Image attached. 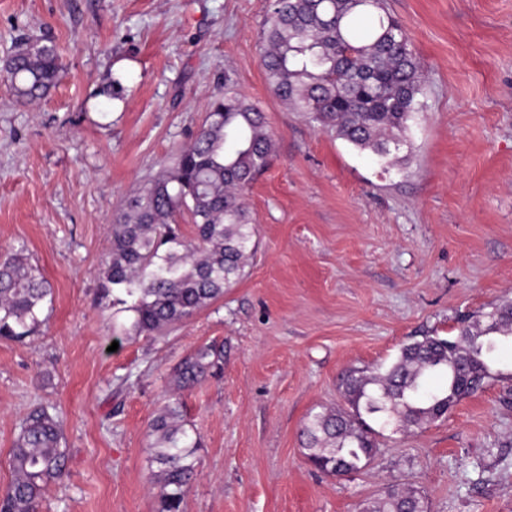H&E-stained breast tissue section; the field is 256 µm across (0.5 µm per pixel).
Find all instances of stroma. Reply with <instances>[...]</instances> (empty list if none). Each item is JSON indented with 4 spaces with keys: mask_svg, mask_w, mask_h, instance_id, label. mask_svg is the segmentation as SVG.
I'll return each instance as SVG.
<instances>
[{
    "mask_svg": "<svg viewBox=\"0 0 512 512\" xmlns=\"http://www.w3.org/2000/svg\"><path fill=\"white\" fill-rule=\"evenodd\" d=\"M386 2L423 63L413 154L390 171L271 92L270 0H0V66L25 36L64 66L36 103L0 81V253L25 250L53 290L35 335L0 339V487L21 420L49 404L65 414L66 474L39 512H158L148 424L173 368L217 341L221 379L182 394L201 441L183 512H362L390 487L429 512H512L498 382L414 435L383 429L353 473H322L301 444L309 413L344 407L346 370L512 301V0ZM228 72L276 145L245 194L258 247L222 298L162 338H123L99 281L110 227L197 134Z\"/></svg>",
    "mask_w": 512,
    "mask_h": 512,
    "instance_id": "1",
    "label": "stroma"
}]
</instances>
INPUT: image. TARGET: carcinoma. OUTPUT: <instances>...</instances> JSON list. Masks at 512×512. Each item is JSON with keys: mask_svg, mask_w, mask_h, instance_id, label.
Instances as JSON below:
<instances>
[{"mask_svg": "<svg viewBox=\"0 0 512 512\" xmlns=\"http://www.w3.org/2000/svg\"><path fill=\"white\" fill-rule=\"evenodd\" d=\"M260 63L270 89L322 128L386 170L412 154L422 69L384 0H273L261 29ZM14 96L42 99L61 72L55 45L23 38L0 70ZM275 142L261 105L239 93L230 75L193 141L173 156L171 172L149 182L111 225L110 258L100 288L113 313H128L130 336L151 337L224 296L255 249L256 224L244 201L269 164ZM188 213L192 235L177 224ZM52 289L24 251L0 256V338L22 342L42 324ZM454 336L424 335L404 345L390 365L369 374L353 368L341 389L350 410L308 416L301 431L310 461L330 475L368 463L378 448L363 416L406 433L444 417L461 399L512 374L492 370L499 349L512 346V302L459 320ZM224 346L202 344L174 368L178 391L218 377ZM62 417L33 407L11 452L12 481L0 490V512H39L48 482L65 474ZM150 462L157 465L159 512H183L197 479L200 440L185 428L183 403L169 398L149 424ZM363 512H428L413 492L387 490Z\"/></svg>", "mask_w": 512, "mask_h": 512, "instance_id": "cac0c4a2", "label": "carcinoma"}]
</instances>
